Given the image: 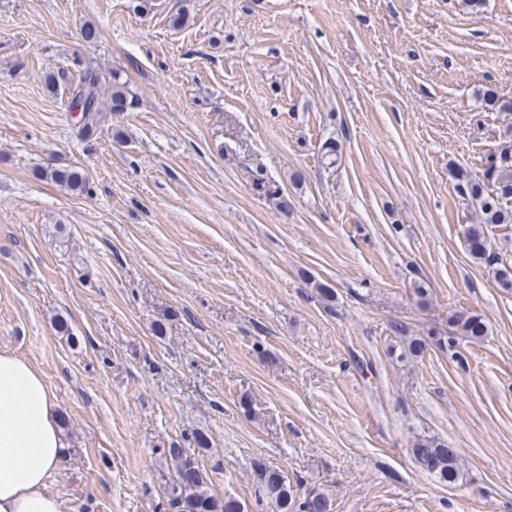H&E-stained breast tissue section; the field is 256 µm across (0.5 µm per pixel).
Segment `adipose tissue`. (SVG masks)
Returning a JSON list of instances; mask_svg holds the SVG:
<instances>
[{
	"label": "adipose tissue",
	"instance_id": "ef3b65f1",
	"mask_svg": "<svg viewBox=\"0 0 512 512\" xmlns=\"http://www.w3.org/2000/svg\"><path fill=\"white\" fill-rule=\"evenodd\" d=\"M61 420L43 376L0 352V512H61L52 488L66 457Z\"/></svg>",
	"mask_w": 512,
	"mask_h": 512
}]
</instances>
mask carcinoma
<instances>
[{"label":"carcinoma","mask_w":512,"mask_h":512,"mask_svg":"<svg viewBox=\"0 0 512 512\" xmlns=\"http://www.w3.org/2000/svg\"><path fill=\"white\" fill-rule=\"evenodd\" d=\"M78 67L77 79L67 84L69 109L81 114L84 127L92 124L95 115L107 103L113 112L133 108L135 96L120 74H108L91 67L81 60H74ZM41 177L56 183L66 192L83 194L88 191L87 176L77 168L45 169ZM457 192L470 200L478 223L466 228V245L475 260L490 261L491 242L483 225L512 224V148L507 146L498 155L488 158L483 179H469L457 184ZM454 332L470 339H480L486 334V324L477 314L454 313L448 318ZM412 453L421 469L441 483L456 480L459 459L456 449L448 444L425 439L414 445ZM173 480L167 504L170 512H245L244 506L233 498H219L209 488L206 474L200 468L195 453L188 448L170 447ZM253 480L258 491L268 498L275 512H329L328 497L323 493L297 498L288 478L281 471L263 463L255 464Z\"/></svg>","instance_id":"obj_1"}]
</instances>
